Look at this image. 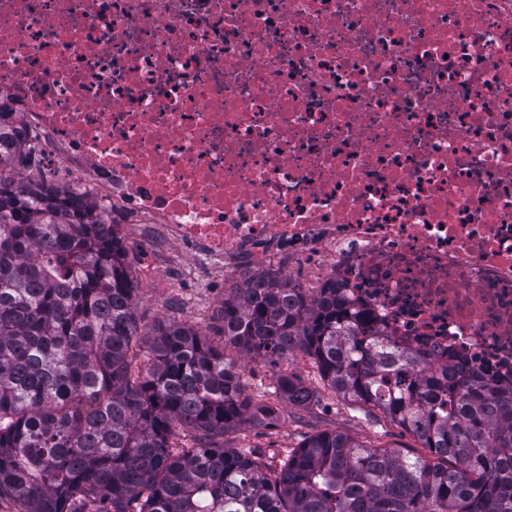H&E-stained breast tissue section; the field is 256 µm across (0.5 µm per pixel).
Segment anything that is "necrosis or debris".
<instances>
[{
	"label": "necrosis or debris",
	"mask_w": 512,
	"mask_h": 512,
	"mask_svg": "<svg viewBox=\"0 0 512 512\" xmlns=\"http://www.w3.org/2000/svg\"><path fill=\"white\" fill-rule=\"evenodd\" d=\"M0 103L142 262L284 251L512 381V0H0Z\"/></svg>",
	"instance_id": "necrosis-or-debris-1"
}]
</instances>
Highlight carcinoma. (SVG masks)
<instances>
[{
  "label": "carcinoma",
  "mask_w": 512,
  "mask_h": 512,
  "mask_svg": "<svg viewBox=\"0 0 512 512\" xmlns=\"http://www.w3.org/2000/svg\"><path fill=\"white\" fill-rule=\"evenodd\" d=\"M0 104V498L22 512H512V384L421 359L376 330L332 284L314 296L263 272L217 310L240 358L297 348L324 389L280 375L308 408L323 392L381 414L445 467L319 432L278 468L252 449L176 448L277 409L246 393L224 345L161 321L138 344L127 251L110 214L48 184Z\"/></svg>",
  "instance_id": "obj_1"
}]
</instances>
